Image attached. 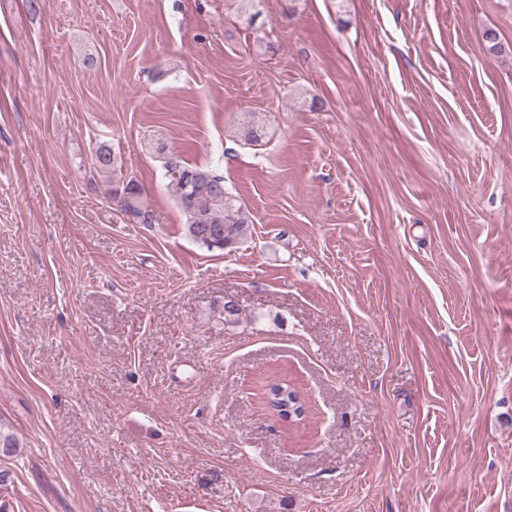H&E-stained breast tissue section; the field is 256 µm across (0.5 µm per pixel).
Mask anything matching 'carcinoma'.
<instances>
[{"label":"carcinoma","mask_w":512,"mask_h":512,"mask_svg":"<svg viewBox=\"0 0 512 512\" xmlns=\"http://www.w3.org/2000/svg\"><path fill=\"white\" fill-rule=\"evenodd\" d=\"M154 151L161 159L166 187L183 212L185 234L209 250L222 251L243 241L249 229L244 207L225 185L224 178L207 166L191 165L181 154L163 142ZM117 158L105 144L94 151L91 168L109 172L116 169ZM110 198L117 201L129 220L140 224L150 222L143 189L130 177L112 187ZM261 400L280 421L292 425L306 417L307 409L288 376L273 371L262 386ZM19 447L18 439L0 426V455L11 456Z\"/></svg>","instance_id":"obj_1"}]
</instances>
